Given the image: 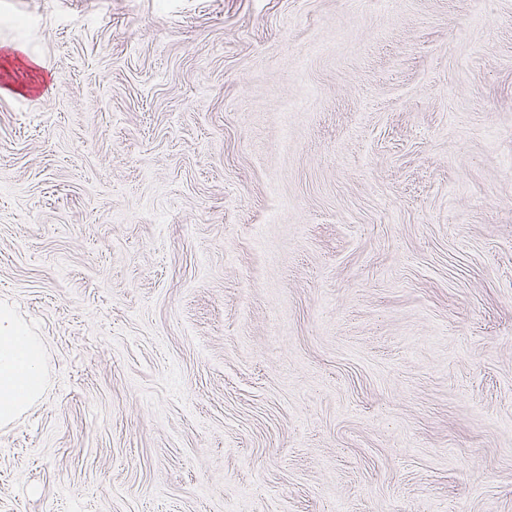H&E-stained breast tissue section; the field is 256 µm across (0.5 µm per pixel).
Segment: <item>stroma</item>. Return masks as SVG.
Masks as SVG:
<instances>
[{
    "instance_id": "stroma-1",
    "label": "stroma",
    "mask_w": 512,
    "mask_h": 512,
    "mask_svg": "<svg viewBox=\"0 0 512 512\" xmlns=\"http://www.w3.org/2000/svg\"><path fill=\"white\" fill-rule=\"evenodd\" d=\"M0 302V512H512V0H0ZM43 342L7 306H0V426L26 412L45 386Z\"/></svg>"
}]
</instances>
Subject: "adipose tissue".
<instances>
[{
    "mask_svg": "<svg viewBox=\"0 0 512 512\" xmlns=\"http://www.w3.org/2000/svg\"><path fill=\"white\" fill-rule=\"evenodd\" d=\"M43 342L14 312L0 306V426L26 412L45 386Z\"/></svg>",
    "mask_w": 512,
    "mask_h": 512,
    "instance_id": "1",
    "label": "adipose tissue"
}]
</instances>
